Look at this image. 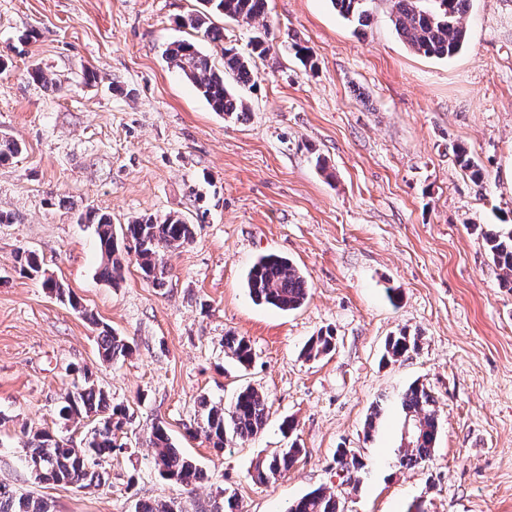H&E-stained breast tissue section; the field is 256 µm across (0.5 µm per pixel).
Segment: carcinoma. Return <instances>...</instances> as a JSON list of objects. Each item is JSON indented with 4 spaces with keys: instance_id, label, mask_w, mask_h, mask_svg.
<instances>
[{
    "instance_id": "obj_1",
    "label": "carcinoma",
    "mask_w": 512,
    "mask_h": 512,
    "mask_svg": "<svg viewBox=\"0 0 512 512\" xmlns=\"http://www.w3.org/2000/svg\"><path fill=\"white\" fill-rule=\"evenodd\" d=\"M205 9L181 19V25L193 30H204L213 43L222 45L224 70L212 68L209 58L194 43L178 41L167 48L168 63L184 78L192 82L212 109L226 116H241L248 112L244 98L225 81V72L235 75L239 84L255 81L254 58H262L270 51L269 32H260L250 42V51L243 54L233 46L224 45L223 29L211 22L215 16L232 18L248 23L265 17L268 0H204ZM368 0H332L336 11L345 20L360 27L368 25L371 12ZM391 22L396 33L415 52L438 59L454 55L466 42L467 30L462 18L469 8V0H390ZM22 151L21 144L6 136L0 137V163L14 158ZM457 162L470 177L480 182L484 172L460 147L456 151ZM95 234L99 250L102 251L100 276L113 284L124 274L112 219L107 214L95 215ZM125 236L131 238L137 264L149 285L163 288L168 283V272L161 261V253L193 241L195 225L187 223L178 215L158 219L142 215L131 220L125 227ZM485 241L494 263L504 271V284L512 288V230H490ZM17 271L29 277H43V285H55L57 298L69 306H75L71 292L63 285L45 276V271L35 254L23 252L17 256ZM247 288L258 304L281 311L296 310L308 296L305 277L290 261L276 254L260 257L247 274ZM98 354L104 362H115L128 356L132 347L123 337L112 332L106 325L97 324ZM418 346V337L405 331L391 336L385 344L384 358L396 361ZM335 347L334 336L319 334L309 339L304 355L317 358ZM224 348L239 365L252 360V347L243 336H228ZM83 384L76 387L75 399L67 397L58 409V417L70 421L79 417H92L98 428L94 441L75 448L48 431L34 434L27 442L25 458L40 464L36 479L56 485H75L85 488L92 484L106 483L108 473L103 466L91 465L96 456L101 461L112 457V449H123L125 443L119 432L123 431L128 418L126 408L114 406L108 394L95 387L89 369L80 370ZM403 415V430L409 433L401 444L399 464L415 467L431 458L439 432V418L431 392L421 383L409 385L398 397ZM266 397L254 388L246 387L235 396L229 409L201 401L200 422L197 431L203 433L212 447L224 449L230 439L248 440L260 434L268 419ZM149 441L154 449V465L160 476L182 487L195 485L200 470L195 462L179 452L172 444L165 426L158 422L152 425ZM301 448L292 441L271 458L256 465L252 479L259 483H270L284 475L298 460ZM336 463L346 471L347 481H358V473L365 464L346 448L336 450ZM0 512H50L48 504L39 499L19 495L10 486L0 483ZM285 512H342L340 501L333 494L322 490L312 491L288 504Z\"/></svg>"
}]
</instances>
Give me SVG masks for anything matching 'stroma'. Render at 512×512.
<instances>
[{
  "mask_svg": "<svg viewBox=\"0 0 512 512\" xmlns=\"http://www.w3.org/2000/svg\"><path fill=\"white\" fill-rule=\"evenodd\" d=\"M199 7L0 0V135L23 147L0 163V211L13 217L0 224V483L51 512L169 500L208 512L228 492L242 512H284L318 488L346 512H512V289L484 240L489 228L512 229V0H470L468 39L448 59L398 37L390 0H371L362 28L330 0H269L264 21L215 18L220 45L180 27ZM265 26L272 46L255 83L237 88L249 106L238 118L213 112L165 58L188 40L219 69L222 45L248 52ZM34 64L57 86L33 82ZM461 146L482 183L457 163ZM90 211L116 228L177 213L196 236L164 253L168 287H150L133 262L114 285L99 276L93 225L78 221ZM22 250L79 309L43 277L19 275ZM266 254L306 277L299 309L252 301L247 273ZM90 313L132 345L129 356L100 363ZM402 330L417 348L383 361L387 337ZM321 332L335 350L306 358ZM232 334L249 340V367L225 353ZM84 366L128 408L126 446L100 486L36 480L23 465L28 435L77 446L90 428L55 415ZM416 381L436 400L440 431L431 460L405 468L397 396ZM246 386L268 400L266 427L216 451L194 431L199 401L227 407ZM156 422L202 471L193 490L158 476ZM292 437L303 449L294 466L253 481L256 462ZM340 448L365 462L359 484L339 470Z\"/></svg>",
  "mask_w": 512,
  "mask_h": 512,
  "instance_id": "1",
  "label": "stroma"
}]
</instances>
